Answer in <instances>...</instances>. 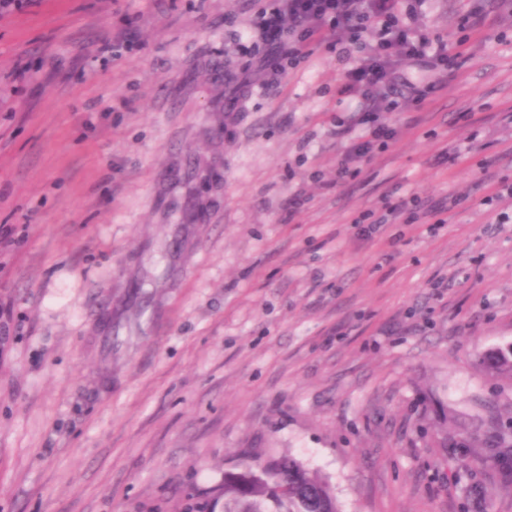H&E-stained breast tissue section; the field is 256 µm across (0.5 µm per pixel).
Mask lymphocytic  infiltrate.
I'll return each instance as SVG.
<instances>
[{
  "label": "lymphocytic infiltrate",
  "instance_id": "obj_1",
  "mask_svg": "<svg viewBox=\"0 0 512 512\" xmlns=\"http://www.w3.org/2000/svg\"><path fill=\"white\" fill-rule=\"evenodd\" d=\"M425 2L413 0L405 14L400 0H277L261 14L260 24L273 54L296 60L304 43L329 34L338 57L358 58L345 72L344 89L363 101L359 123L365 134L338 162L337 181H345L354 162L387 146L396 136V129L381 123L379 115L399 110L409 99L402 61H425L438 70L458 64L445 45L416 27Z\"/></svg>",
  "mask_w": 512,
  "mask_h": 512
}]
</instances>
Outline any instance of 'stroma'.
<instances>
[{
  "label": "stroma",
  "instance_id": "1",
  "mask_svg": "<svg viewBox=\"0 0 512 512\" xmlns=\"http://www.w3.org/2000/svg\"><path fill=\"white\" fill-rule=\"evenodd\" d=\"M269 5L0 9V512H222L280 456L341 512H512L461 433L512 413V18L405 63L424 106L340 183L347 63L262 65ZM387 197L447 222L363 233ZM485 362L491 370L512 378V343L492 350Z\"/></svg>",
  "mask_w": 512,
  "mask_h": 512
}]
</instances>
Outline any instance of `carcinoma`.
<instances>
[{"mask_svg": "<svg viewBox=\"0 0 512 512\" xmlns=\"http://www.w3.org/2000/svg\"><path fill=\"white\" fill-rule=\"evenodd\" d=\"M488 367L512 378V343L485 357ZM477 447L490 442L502 449L507 465L512 452V415L499 418L486 436L468 434ZM224 512H339L328 482L290 458H270L242 472L224 474Z\"/></svg>", "mask_w": 512, "mask_h": 512, "instance_id": "obj_1", "label": "carcinoma"}]
</instances>
